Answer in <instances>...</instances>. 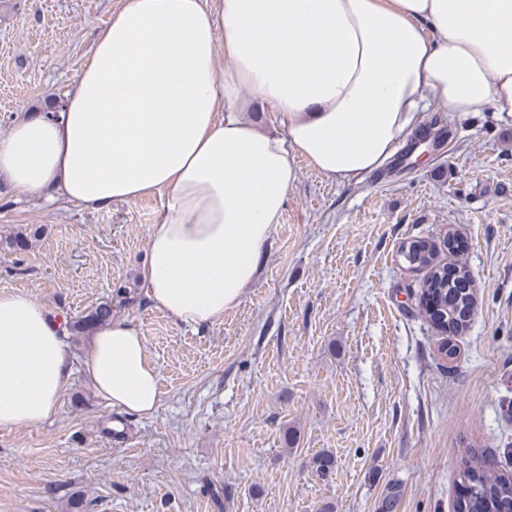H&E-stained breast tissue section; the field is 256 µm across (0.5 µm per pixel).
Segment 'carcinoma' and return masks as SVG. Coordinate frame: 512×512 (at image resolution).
Instances as JSON below:
<instances>
[{"mask_svg":"<svg viewBox=\"0 0 512 512\" xmlns=\"http://www.w3.org/2000/svg\"><path fill=\"white\" fill-rule=\"evenodd\" d=\"M401 253L410 267L430 269L425 282L427 286L446 274L445 269L433 267L432 252L419 245L411 243ZM472 304V289L444 285L436 297L438 310L430 313V316L437 319L446 332L454 333L466 324L462 311ZM112 316V306L100 304L72 329L84 332L112 321ZM458 476L469 487V496L457 503V512H509L512 508V477L485 475L481 461L476 457L461 459Z\"/></svg>","mask_w":512,"mask_h":512,"instance_id":"obj_1","label":"carcinoma"}]
</instances>
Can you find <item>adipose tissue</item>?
<instances>
[{
  "instance_id": "1",
  "label": "adipose tissue",
  "mask_w": 512,
  "mask_h": 512,
  "mask_svg": "<svg viewBox=\"0 0 512 512\" xmlns=\"http://www.w3.org/2000/svg\"><path fill=\"white\" fill-rule=\"evenodd\" d=\"M279 130L247 117L256 101ZM512 116V0H124L57 109L0 138V178L51 207L160 195L141 282L199 326L241 301L297 179L294 157L350 181L380 167L428 106ZM65 323L0 291V429L59 411ZM141 416L161 396L145 338L116 317L83 365Z\"/></svg>"
}]
</instances>
